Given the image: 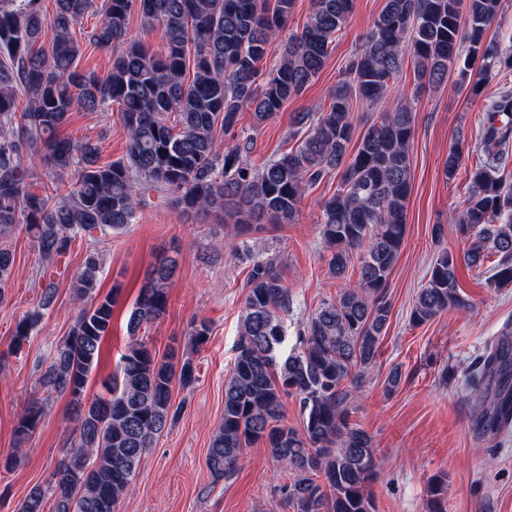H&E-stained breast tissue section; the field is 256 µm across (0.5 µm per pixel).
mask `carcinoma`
<instances>
[{
  "label": "carcinoma",
  "mask_w": 512,
  "mask_h": 512,
  "mask_svg": "<svg viewBox=\"0 0 512 512\" xmlns=\"http://www.w3.org/2000/svg\"><path fill=\"white\" fill-rule=\"evenodd\" d=\"M355 0H313L299 33L281 38L295 0H55L46 16L41 0H0V237L24 222L33 232L42 264L53 266L72 243L108 236L131 223L153 192L167 191L184 211L224 217L227 245L262 224H288L298 215L306 188L336 172V191L321 204L320 226L330 251L329 272L345 276L352 252L367 246L358 279L327 301L288 338L280 313L290 308L275 257H251L246 314L231 376L224 384V416L210 439L206 465L213 481L230 479L246 448L263 442L274 461L291 473L275 488L270 512H375L371 485L376 454L368 433L349 420L350 388L376 362L391 318L389 277L406 233L410 148L415 112L400 105L364 126L353 155V102L373 107L395 88L405 59L414 62L418 88L438 87L466 48L461 70L475 97L492 76H512V46L486 39L502 0H385L342 77L329 91V108L294 116L292 148L261 169L248 160L249 145L235 140L241 112L256 124L273 118L301 95L324 67L329 49L354 10ZM98 15L90 41L116 56L100 77L77 71L81 49L72 28ZM160 32L157 54L128 37L132 13ZM278 43L279 61L266 59ZM118 106L126 131L125 155L99 162L98 144L59 135L73 112ZM480 127L483 159L457 217L469 245L468 268L495 257L489 282L512 285V185L505 168L512 158V86L486 104ZM176 116V124L170 117ZM228 137L224 152L218 140ZM41 156L47 176L69 179L61 196L32 192L28 157ZM464 162L462 142L448 149L444 176ZM13 257L0 247V290ZM176 261L162 259L148 273L128 327L160 319L169 303ZM100 262L88 254L74 276L82 308L69 336L39 378L47 395L70 397L73 423L68 449L47 487L33 486L17 512H115L155 436L181 407L174 383L191 386V360L178 364L136 338L121 355L106 394L86 397L108 335L118 290L97 294ZM54 298L48 287L41 308L15 327L13 348L28 341ZM470 306L458 280V260L439 253L419 289L409 321L420 327L437 315ZM210 326L201 319L190 333L203 346ZM468 382L477 397L478 434L496 437L512 428V333L507 331L476 359ZM294 399L302 429L286 423ZM43 404L31 401L17 418L16 443L35 430ZM448 483L433 478L431 512H445Z\"/></svg>",
  "instance_id": "obj_1"
}]
</instances>
